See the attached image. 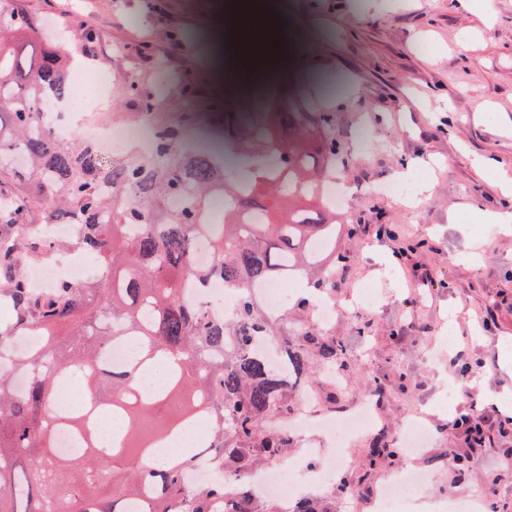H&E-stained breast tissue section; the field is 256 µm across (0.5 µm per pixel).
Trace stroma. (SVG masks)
<instances>
[{
	"mask_svg": "<svg viewBox=\"0 0 512 512\" xmlns=\"http://www.w3.org/2000/svg\"><path fill=\"white\" fill-rule=\"evenodd\" d=\"M0 0V12L28 14L34 27L15 40L26 55L61 37L83 58L94 42L97 63L112 75L113 129L135 121L130 83L163 102L159 127L179 125L203 147L219 143L213 115L235 111L241 97L224 95L225 0ZM291 32L289 62L278 75L282 92L308 91L317 72L330 95L331 131L345 151L337 179L354 191L340 214L350 231L337 248L347 256L333 278L340 305L329 323L313 307L281 308L276 338L303 334L336 338L349 363L344 386L330 367L312 362L303 389H292L294 411L312 406L329 419L370 402L376 424L358 436L343 471L355 486L306 484L305 497L331 512H372V496L395 473L429 475L421 497L433 502L484 498L497 512H512V428L489 393L512 397V235L471 223L472 213L503 206L512 184V0H472L464 10L451 0H279ZM185 50L169 59L174 42ZM169 72L194 71L200 92L186 107L180 92L160 89L159 61ZM485 158L493 168L481 167ZM410 180L412 195L381 192ZM373 286L374 307L355 304L360 287ZM408 377L412 392L400 388ZM457 392L450 406L447 388ZM478 412L489 439L471 447L456 419ZM423 414L430 429L425 448L412 456L371 463L379 433L397 440L402 421ZM289 458L318 470L331 448L310 429H289ZM466 473H459V464Z\"/></svg>",
	"mask_w": 512,
	"mask_h": 512,
	"instance_id": "1",
	"label": "stroma"
}]
</instances>
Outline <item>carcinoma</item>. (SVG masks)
Segmentation results:
<instances>
[{"label": "carcinoma", "instance_id": "carcinoma-1", "mask_svg": "<svg viewBox=\"0 0 512 512\" xmlns=\"http://www.w3.org/2000/svg\"><path fill=\"white\" fill-rule=\"evenodd\" d=\"M23 16L0 14V181L28 172L3 163L14 153L29 156L39 192L58 199V223L78 219L74 246L102 258L110 273L121 267L123 282L111 279L76 285L59 282L44 294L27 288L16 271L18 242L0 238V272L10 305L0 321V355L12 350L13 336L45 330L34 347L14 360L26 380L16 389L0 373V512H279L269 499L253 497L249 472L288 455V435L263 429L271 412L288 414L289 379L307 374L317 358L346 369L343 347L330 336L283 340V367H275L259 344L273 335L269 319L255 308L250 288L279 277L298 276L345 262L336 253L338 212L318 187L336 172L340 146L331 133L332 114L313 109L309 98L276 92L259 128L224 129V155L193 152L181 129H158L155 153L121 163L100 177L101 157L90 142L56 141L42 117L48 99H62L67 82L65 56L47 49L31 68L15 47L1 39L27 30ZM180 93L198 97L197 77L179 75ZM257 152L261 162L249 190L229 156ZM278 157V169L267 157ZM108 182L127 199L118 208L103 195ZM238 194L237 210L222 224H201L212 194ZM187 196L178 212L165 203ZM31 201H10L4 216L22 218ZM262 224H245L250 213ZM209 244L213 261L198 262V241ZM219 278L239 291L235 319L191 306L181 298L184 277ZM133 342L137 356L119 370L101 361L111 343ZM160 367L166 380L145 391L142 377ZM85 384L91 410L65 418L54 415L62 381ZM122 422L112 444L102 445L93 429L99 413ZM64 425L84 442L79 455H63L54 430ZM400 449L377 438L371 462L394 458ZM215 460L219 472L192 489L187 475L198 459Z\"/></svg>", "mask_w": 512, "mask_h": 512}]
</instances>
